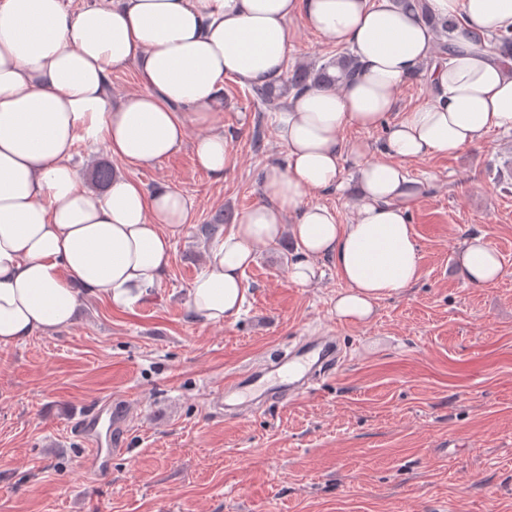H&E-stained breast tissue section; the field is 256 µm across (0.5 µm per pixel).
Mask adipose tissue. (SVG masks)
Returning a JSON list of instances; mask_svg holds the SVG:
<instances>
[{"label": "adipose tissue", "mask_w": 512, "mask_h": 512, "mask_svg": "<svg viewBox=\"0 0 512 512\" xmlns=\"http://www.w3.org/2000/svg\"><path fill=\"white\" fill-rule=\"evenodd\" d=\"M0 0V348L71 324L86 297L134 309L160 288L173 238L190 201L116 176L103 190L84 184L77 143L105 145L129 164L164 159L183 146L188 124L202 129L198 168L222 180L225 79L279 85L287 67L288 24L304 18L348 48L358 69L337 85L289 92L274 121L286 165L263 175L262 202L229 225L206 251L188 290L205 324L235 317L243 277L258 246L290 236L291 282L306 285L332 264L344 288L341 323L373 319L383 299L420 274L407 210L419 197L407 161L455 155L493 130H512V61L475 39L512 32V0H427L457 23L455 49L439 59L437 33L414 0ZM134 66L141 87L113 99L112 73ZM428 77L430 104L398 109L411 78ZM385 127L381 156L345 138ZM356 164L355 216L339 223L312 194L342 190L344 159ZM469 284L495 282L501 262L484 235L456 256Z\"/></svg>", "instance_id": "1"}]
</instances>
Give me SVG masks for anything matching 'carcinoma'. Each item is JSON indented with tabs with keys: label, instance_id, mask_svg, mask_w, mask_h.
Instances as JSON below:
<instances>
[{
	"label": "carcinoma",
	"instance_id": "obj_1",
	"mask_svg": "<svg viewBox=\"0 0 512 512\" xmlns=\"http://www.w3.org/2000/svg\"><path fill=\"white\" fill-rule=\"evenodd\" d=\"M418 8L421 15L435 27L439 28L440 34L447 35V40L440 44V52L446 53L452 48L453 31L457 28L456 23L447 20H439L428 13L424 0H418ZM356 67V60L349 54H342L322 64L318 68L310 65H299L292 70V73L284 79L279 87L253 86L250 94L255 102L266 111L273 112L280 106L281 98L291 90L302 91L308 86L316 83L334 84L342 75L348 76L353 73ZM338 74H333L332 70Z\"/></svg>",
	"mask_w": 512,
	"mask_h": 512
}]
</instances>
